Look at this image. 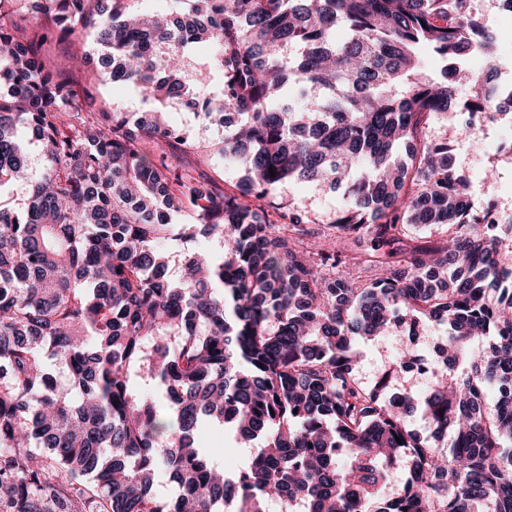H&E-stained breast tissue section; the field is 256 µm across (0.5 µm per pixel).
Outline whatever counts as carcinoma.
<instances>
[{
	"label": "carcinoma",
	"instance_id": "obj_1",
	"mask_svg": "<svg viewBox=\"0 0 512 512\" xmlns=\"http://www.w3.org/2000/svg\"><path fill=\"white\" fill-rule=\"evenodd\" d=\"M138 2L0 0V191L26 186L0 202V512H512V218L485 223L427 135L438 115L512 107L494 69L465 66L497 58L472 0ZM84 33L97 53L51 52ZM424 48L445 77L420 73ZM106 82L154 107L97 100ZM176 106L223 134L190 137ZM185 154L234 160L235 191L179 174ZM292 179L345 185L328 228L274 205ZM200 239L220 253L188 250L170 278L166 245ZM419 324L446 328L433 386L361 384L356 345ZM413 360L398 349L392 372ZM214 427L260 448L228 473L196 444ZM400 465L415 480L380 501Z\"/></svg>",
	"mask_w": 512,
	"mask_h": 512
}]
</instances>
